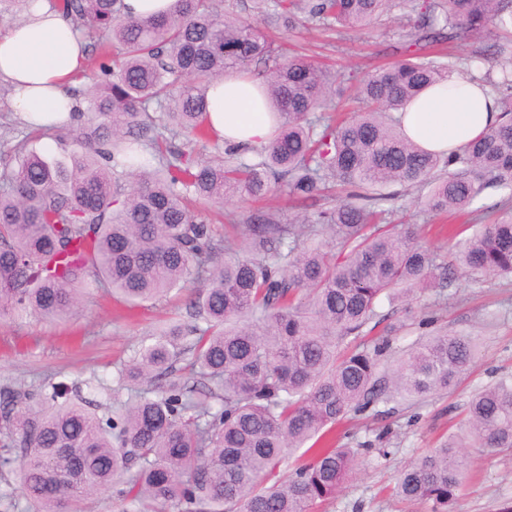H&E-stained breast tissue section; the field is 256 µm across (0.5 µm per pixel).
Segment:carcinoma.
Masks as SVG:
<instances>
[{"label": "carcinoma", "instance_id": "obj_1", "mask_svg": "<svg viewBox=\"0 0 512 512\" xmlns=\"http://www.w3.org/2000/svg\"><path fill=\"white\" fill-rule=\"evenodd\" d=\"M390 2L258 0L253 19L223 0H175L146 18L124 0L53 4L85 41L86 107L38 129L63 159L27 138L0 152V321L71 316L94 285L132 307L188 288L191 321L161 327L110 389L77 382L62 403L57 392L0 393V467L33 512H91L108 488L119 512H313L355 467L353 449L325 445L337 422L468 372L473 335L425 334L390 369V340L362 338L385 320V301L410 308L429 290L443 301L460 270L512 276V0H398L410 15L399 56L348 73L356 106L345 115L337 78L261 20L364 31ZM463 33L499 115L445 156L410 140L395 112L452 75L428 48ZM257 64L274 138L204 158L220 140L209 85ZM390 185L429 187L423 210L466 211L472 232L448 239L446 256L430 248L382 206ZM490 188L503 191L500 217L482 224L476 203ZM277 192L302 214L250 211L236 241L216 238L196 209ZM122 390L130 402L111 407ZM302 447L308 459L288 469ZM467 448H512V375L472 395L464 428L405 466L396 495L452 512Z\"/></svg>", "mask_w": 512, "mask_h": 512}]
</instances>
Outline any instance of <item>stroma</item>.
I'll list each match as a JSON object with an SVG mask.
<instances>
[{"label":"stroma","instance_id":"stroma-1","mask_svg":"<svg viewBox=\"0 0 512 512\" xmlns=\"http://www.w3.org/2000/svg\"><path fill=\"white\" fill-rule=\"evenodd\" d=\"M407 24L399 11L383 14L373 28L356 31L308 24L289 32L299 54L332 73H363L395 60ZM448 305L439 325L478 336L470 371L448 391L398 403L378 404L377 414L359 417L350 447L361 455L354 476L318 512H426L397 501L389 488L411 459L457 430L472 393L512 374V281L461 273L444 290ZM179 295L129 308L90 288L78 316L48 322L27 316L0 323V391L88 379L111 384L116 365L131 359L142 341L163 323L187 319ZM388 437L372 449L380 431ZM469 476L454 512H503L512 506V449L467 451Z\"/></svg>","mask_w":512,"mask_h":512}]
</instances>
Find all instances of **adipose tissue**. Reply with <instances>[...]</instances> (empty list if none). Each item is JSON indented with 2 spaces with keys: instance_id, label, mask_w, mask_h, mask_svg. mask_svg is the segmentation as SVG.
<instances>
[{
  "instance_id": "adipose-tissue-1",
  "label": "adipose tissue",
  "mask_w": 512,
  "mask_h": 512,
  "mask_svg": "<svg viewBox=\"0 0 512 512\" xmlns=\"http://www.w3.org/2000/svg\"><path fill=\"white\" fill-rule=\"evenodd\" d=\"M84 42L61 13L34 0L27 18L0 35V82L16 112L35 128L73 111L64 88L84 66ZM258 81L227 77L207 92L213 128L228 143L252 147L272 135ZM498 115L496 96L479 81L452 77L398 113L406 135L424 149L451 153L477 137Z\"/></svg>"
}]
</instances>
